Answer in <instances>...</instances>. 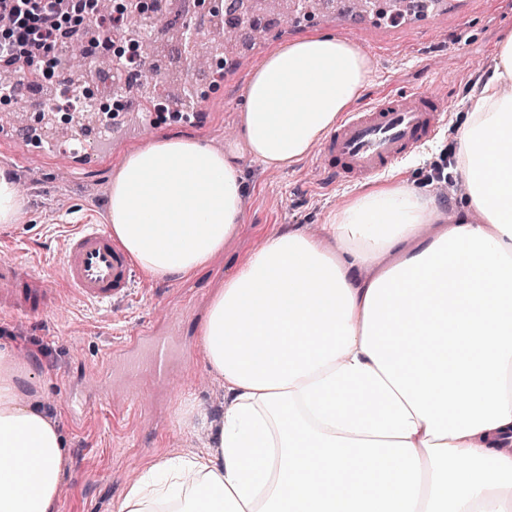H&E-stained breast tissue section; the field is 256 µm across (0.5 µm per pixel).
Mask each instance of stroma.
I'll return each instance as SVG.
<instances>
[{
    "label": "stroma",
    "mask_w": 512,
    "mask_h": 512,
    "mask_svg": "<svg viewBox=\"0 0 512 512\" xmlns=\"http://www.w3.org/2000/svg\"><path fill=\"white\" fill-rule=\"evenodd\" d=\"M510 30L512 0H467L461 16L432 19L426 29L399 23L358 25L340 32L332 17L311 23L288 19L248 57L228 60L214 53L222 64V79L192 90L194 100L209 103L201 125L182 119L135 127L127 141L81 164L49 147L25 154L16 139L0 136V168H10L15 182L24 185L26 200L20 221L5 232L29 262L44 267L55 281L62 272L54 259L75 225L107 224L105 203L120 158L156 138L176 131L236 152L247 182L234 236L196 277L173 281L138 272L131 297L108 311L62 292L56 309L42 319L0 314V342L34 356L32 392L42 404L54 407L53 420L67 442L68 465L56 512H115L129 484L119 465L126 449L142 453L145 469L173 450L207 452L208 442L199 429L182 424L181 410L190 401L208 419L221 417L224 381L210 371L195 331L207 315L211 296L268 234L316 230L352 196L392 180L423 189L442 210L461 204L454 184L433 181L432 164L447 160L465 119L464 104L480 92L497 62L499 43ZM311 31L338 36L370 57L371 79L361 101H374L393 89L419 88L446 100L447 122L432 140L366 182L327 178L315 149L285 170L252 160L239 138L242 89L266 45ZM143 326L170 338L173 373L166 382L130 372L129 360H144L146 350L106 358L114 342Z\"/></svg>",
    "instance_id": "obj_1"
}]
</instances>
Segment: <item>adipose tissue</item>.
I'll return each mask as SVG.
<instances>
[{"mask_svg":"<svg viewBox=\"0 0 512 512\" xmlns=\"http://www.w3.org/2000/svg\"><path fill=\"white\" fill-rule=\"evenodd\" d=\"M498 59L456 135L465 204L444 224L390 182L319 234H269L198 328L228 396L215 453L162 456L117 512H512V31ZM370 78L336 37L271 48L246 87L248 152L288 168ZM245 191L234 154L171 134L124 157L109 230L143 271L190 279ZM31 375L0 346V512H54L68 460Z\"/></svg>","mask_w":512,"mask_h":512,"instance_id":"obj_1","label":"adipose tissue"}]
</instances>
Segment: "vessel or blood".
Here are the masks:
<instances>
[{
  "label": "vessel or blood",
  "instance_id": "vessel-or-blood-1",
  "mask_svg": "<svg viewBox=\"0 0 512 512\" xmlns=\"http://www.w3.org/2000/svg\"><path fill=\"white\" fill-rule=\"evenodd\" d=\"M447 106L417 89L387 92L340 122L326 141L328 171L347 181L375 177L431 137L447 119ZM68 292L77 301L105 308L128 298L135 271L110 233L83 224L58 257ZM55 302L44 269L21 256L0 258V310L14 317L43 315Z\"/></svg>",
  "mask_w": 512,
  "mask_h": 512
}]
</instances>
